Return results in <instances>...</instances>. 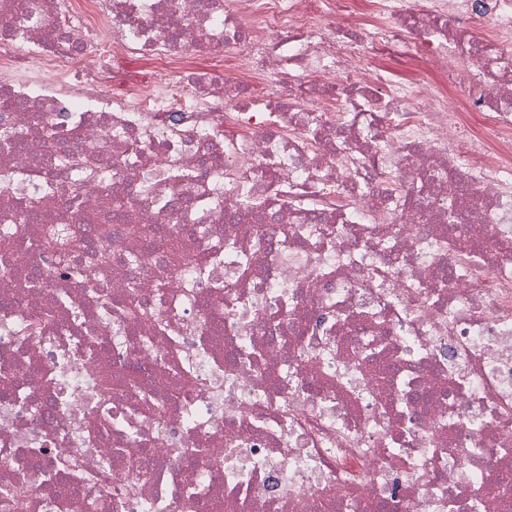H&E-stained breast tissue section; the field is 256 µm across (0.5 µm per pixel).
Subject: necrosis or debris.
Here are the masks:
<instances>
[{
    "label": "necrosis or debris",
    "mask_w": 512,
    "mask_h": 512,
    "mask_svg": "<svg viewBox=\"0 0 512 512\" xmlns=\"http://www.w3.org/2000/svg\"><path fill=\"white\" fill-rule=\"evenodd\" d=\"M0 512H512V0H0ZM369 61L400 81L425 82L438 87L448 102L460 94L456 87L448 85L447 75L434 70L425 56L411 50L376 46L369 54ZM158 67L152 55H127L112 59V82L107 88L113 97L124 95L131 87L151 81Z\"/></svg>",
    "instance_id": "necrosis-or-debris-1"
}]
</instances>
